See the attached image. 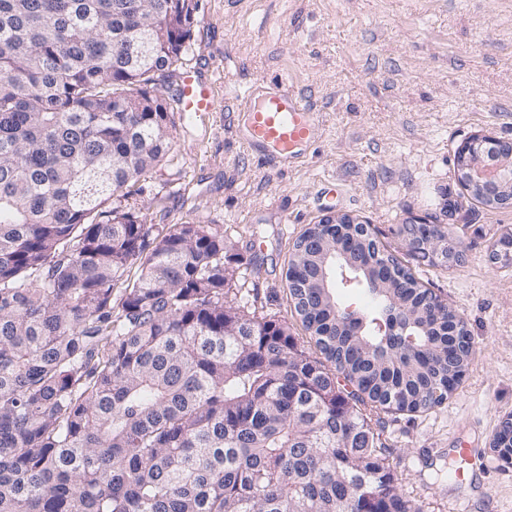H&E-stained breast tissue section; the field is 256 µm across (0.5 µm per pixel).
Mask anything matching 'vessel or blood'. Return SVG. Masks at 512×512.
Listing matches in <instances>:
<instances>
[{
	"instance_id": "obj_1",
	"label": "vessel or blood",
	"mask_w": 512,
	"mask_h": 512,
	"mask_svg": "<svg viewBox=\"0 0 512 512\" xmlns=\"http://www.w3.org/2000/svg\"><path fill=\"white\" fill-rule=\"evenodd\" d=\"M179 91L183 111H214L212 87L197 72L181 74ZM240 106L247 114L245 145L260 161L294 164L298 148L316 136L318 120L311 101L289 85L252 87Z\"/></svg>"
}]
</instances>
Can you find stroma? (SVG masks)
<instances>
[{"instance_id": "obj_1", "label": "stroma", "mask_w": 512, "mask_h": 512, "mask_svg": "<svg viewBox=\"0 0 512 512\" xmlns=\"http://www.w3.org/2000/svg\"><path fill=\"white\" fill-rule=\"evenodd\" d=\"M184 69L210 82L217 109L174 111V158L149 174L143 223L220 224L234 258V306L284 325L310 354L286 286L293 245L328 215L369 224L381 248L465 320L468 369L441 405L376 409L372 425L415 512H512V464L491 446L512 416V267L491 257L512 207L465 200L455 153L474 133L512 139V0H200ZM291 82L322 127L288 168L257 161L238 135L237 100ZM449 222L465 243L446 266L411 250L404 225ZM474 474H445L455 449Z\"/></svg>"}]
</instances>
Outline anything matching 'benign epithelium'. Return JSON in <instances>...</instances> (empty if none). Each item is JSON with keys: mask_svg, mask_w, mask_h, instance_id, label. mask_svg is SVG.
Returning <instances> with one entry per match:
<instances>
[{"mask_svg": "<svg viewBox=\"0 0 512 512\" xmlns=\"http://www.w3.org/2000/svg\"><path fill=\"white\" fill-rule=\"evenodd\" d=\"M458 180L491 208L512 206V141L487 134H474L465 139L455 155ZM426 232L408 238L409 246L432 259L451 263L454 255L446 254L437 245L432 231L443 229L442 223L419 222Z\"/></svg>", "mask_w": 512, "mask_h": 512, "instance_id": "1", "label": "benign epithelium"}]
</instances>
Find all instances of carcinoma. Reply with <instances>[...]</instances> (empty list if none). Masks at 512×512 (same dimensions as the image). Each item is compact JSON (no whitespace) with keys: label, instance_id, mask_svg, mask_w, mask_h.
Masks as SVG:
<instances>
[{"label":"carcinoma","instance_id":"carcinoma-1","mask_svg":"<svg viewBox=\"0 0 512 512\" xmlns=\"http://www.w3.org/2000/svg\"><path fill=\"white\" fill-rule=\"evenodd\" d=\"M198 10L0 0V512H414L363 408L448 398L472 353L457 313L344 225L309 228L286 279L320 360L224 305L222 225L139 220ZM323 269L376 312L304 285Z\"/></svg>","mask_w":512,"mask_h":512}]
</instances>
